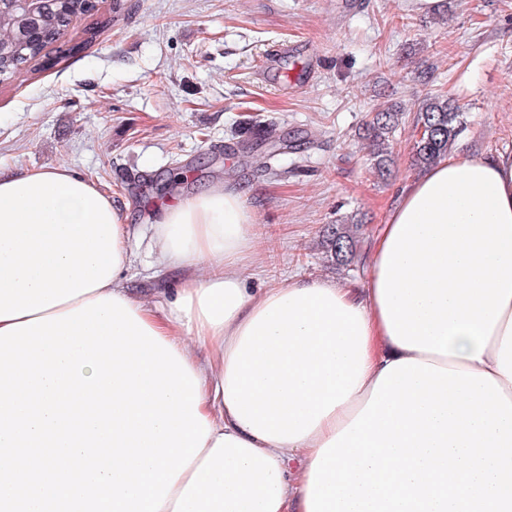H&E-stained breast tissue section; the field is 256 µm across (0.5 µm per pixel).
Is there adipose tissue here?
Here are the masks:
<instances>
[{
  "label": "adipose tissue",
  "instance_id": "ef3b65f1",
  "mask_svg": "<svg viewBox=\"0 0 512 512\" xmlns=\"http://www.w3.org/2000/svg\"><path fill=\"white\" fill-rule=\"evenodd\" d=\"M161 263L194 273L166 310L131 297L132 236L69 168L0 173V328L114 295L171 344L211 427L160 512H307L311 464L390 362L491 374L512 400V154L451 155L400 192L365 283L253 291L244 190L167 198Z\"/></svg>",
  "mask_w": 512,
  "mask_h": 512
}]
</instances>
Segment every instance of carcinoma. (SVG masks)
Listing matches in <instances>:
<instances>
[{"mask_svg":"<svg viewBox=\"0 0 512 512\" xmlns=\"http://www.w3.org/2000/svg\"><path fill=\"white\" fill-rule=\"evenodd\" d=\"M96 7L93 0H49L39 20L37 34L29 37L20 33L27 21L19 13L0 15V79H11L23 66L37 60L56 40L73 18L86 15ZM403 112L391 107L373 113L363 128L362 139L370 148V160L377 175L388 171L392 161L390 138L402 121ZM415 127L412 164L428 167L448 156V148L465 128L462 113L448 99L429 97L421 103ZM363 231L361 224H328L324 239L331 257L339 267L353 265Z\"/></svg>","mask_w":512,"mask_h":512,"instance_id":"1","label":"carcinoma"}]
</instances>
